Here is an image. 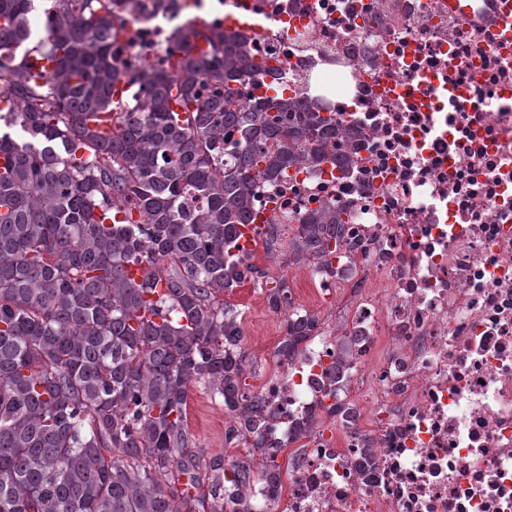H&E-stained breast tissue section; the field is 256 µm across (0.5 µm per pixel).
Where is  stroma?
<instances>
[{"mask_svg":"<svg viewBox=\"0 0 512 512\" xmlns=\"http://www.w3.org/2000/svg\"><path fill=\"white\" fill-rule=\"evenodd\" d=\"M255 262L258 266L271 269L267 283L261 286L245 281L226 291L224 299L241 312L246 382L258 391L264 389L279 373L273 350L285 333L283 316L271 312L267 305L269 287L275 286L277 279L286 278L289 290L303 299L323 330L336 337L343 336L350 323L351 297L347 294L336 297L318 295L307 278L310 262L289 263L287 248H280L271 256L258 252ZM228 420L220 400L211 398L201 388L192 389L187 406V424L202 459L216 455L245 459L253 455L254 450L248 443L225 442L224 429Z\"/></svg>","mask_w":512,"mask_h":512,"instance_id":"obj_1","label":"stroma"}]
</instances>
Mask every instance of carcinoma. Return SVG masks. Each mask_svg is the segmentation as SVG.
<instances>
[{"label":"carcinoma","instance_id":"cac0c4a2","mask_svg":"<svg viewBox=\"0 0 512 512\" xmlns=\"http://www.w3.org/2000/svg\"><path fill=\"white\" fill-rule=\"evenodd\" d=\"M56 2L31 46L33 0H0V121L21 132L0 129V512H257L260 497L271 512L282 470L261 428L275 414L242 384L240 311L221 296L262 275L234 252L257 184L326 161L336 122L280 93L238 102L237 85L277 68L216 25L173 30L178 66L116 99L125 6ZM33 51L50 68L31 69ZM344 237L326 207L290 246L327 275ZM260 244L275 253L280 225ZM288 293L283 279L269 308ZM317 328L289 315L278 354L293 360ZM194 386L222 401L225 441L251 438L261 467L200 458L185 421Z\"/></svg>","mask_w":512,"mask_h":512}]
</instances>
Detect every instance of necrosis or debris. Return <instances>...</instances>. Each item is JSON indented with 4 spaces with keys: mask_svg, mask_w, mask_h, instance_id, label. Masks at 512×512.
<instances>
[{
    "mask_svg": "<svg viewBox=\"0 0 512 512\" xmlns=\"http://www.w3.org/2000/svg\"><path fill=\"white\" fill-rule=\"evenodd\" d=\"M133 5L116 49L131 77L162 67L168 32L198 13L246 18L284 97L305 96L323 60L343 77L320 103L349 169L291 167L258 191L257 224L288 234L339 212L336 273L309 276L349 292L356 338L342 393L324 333L264 392L278 417L263 435L281 448L295 421L348 406L289 467L288 512H512V0H470L466 18L448 0Z\"/></svg>",
    "mask_w": 512,
    "mask_h": 512,
    "instance_id": "4bbe7bcc",
    "label": "necrosis or debris"
}]
</instances>
